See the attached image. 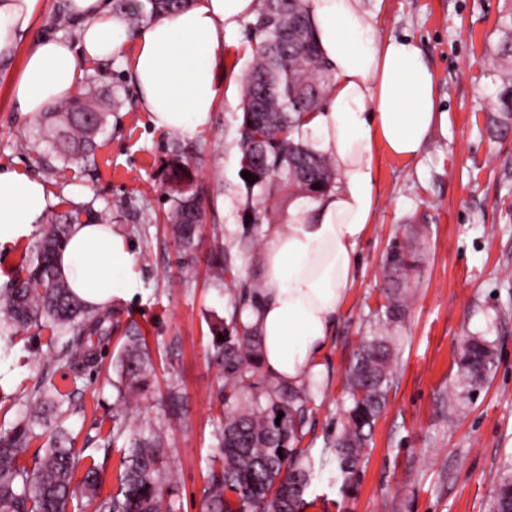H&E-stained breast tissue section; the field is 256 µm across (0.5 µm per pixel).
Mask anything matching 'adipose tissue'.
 I'll use <instances>...</instances> for the list:
<instances>
[{
	"instance_id": "ef3b65f1",
	"label": "adipose tissue",
	"mask_w": 512,
	"mask_h": 512,
	"mask_svg": "<svg viewBox=\"0 0 512 512\" xmlns=\"http://www.w3.org/2000/svg\"><path fill=\"white\" fill-rule=\"evenodd\" d=\"M311 31L333 80L310 123L313 147L340 179L320 198L299 199L288 221L269 225L259 256L263 300L247 310L258 323L261 364L274 381L305 384L319 369L328 337L358 274V247L379 203L381 154L412 160L444 117L421 47L384 37L372 0H306ZM260 0H195L187 9L152 14L149 0L130 10L151 13L130 30L112 0H65L76 40L37 31L46 0H0V53L23 47L8 83L14 111L37 118L73 99L86 64L131 52L141 109L156 129H205L224 86L216 66L228 36L256 17ZM129 10V11H130ZM46 184L0 166V248L29 237L49 211ZM61 276L97 308L132 297L138 287L130 241L108 224L72 225L56 258Z\"/></svg>"
}]
</instances>
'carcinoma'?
I'll return each mask as SVG.
<instances>
[{"instance_id":"carcinoma-1","label":"carcinoma","mask_w":512,"mask_h":512,"mask_svg":"<svg viewBox=\"0 0 512 512\" xmlns=\"http://www.w3.org/2000/svg\"><path fill=\"white\" fill-rule=\"evenodd\" d=\"M193 0H152V13L187 7ZM507 39L497 48L495 70L496 112L489 117L491 130L500 132L512 121V11L502 18ZM256 50L251 67L242 78L243 107L239 124L238 173L248 172L238 194L242 222L235 240L252 247L263 224L282 216L272 203L283 194L290 200H313L336 185V169L310 146L309 117L319 111L332 76L310 33L304 0H261L252 26ZM114 97L88 90L40 116L42 139L53 157L63 163L94 159L106 116ZM167 172L171 206L167 223L183 253H193L202 223V205L194 177L183 162L184 147L171 148ZM108 224L107 210H68L43 227L33 256L9 285L0 289V322L16 328H48L66 338L68 356L88 367L96 362L98 345L112 334V310L92 311L76 297L59 276L56 257L73 224ZM409 254L394 250L387 277L392 287L384 292L385 304L376 322L393 326L406 315V294L399 288L408 269ZM213 280L224 281L225 271H236L229 251L211 263ZM261 301V283H239L229 299L232 308L224 325L213 328V362L224 378V422L217 434L218 455L211 457L205 512H302L304 495L316 477L308 449L299 447L308 404L318 386L280 384L260 374L259 330L241 318L245 307ZM224 339H219V336ZM126 341L118 359L119 393L149 392L154 365L144 338L135 326L125 331ZM393 336L362 338L345 385L350 405L334 446L320 469L336 468L349 483L356 474L362 450L385 407L395 380ZM494 347L484 336H468L460 346L457 381L451 403L481 385L494 362ZM61 393L44 377L25 404L26 424L5 445H0V512H68L79 457L66 446L59 429L49 437V447L35 450L33 467L22 463L32 439V422L60 412ZM283 416H278V413ZM280 423H275L276 418ZM123 440L122 471L112 492L102 495L101 466L95 459L84 464L81 496L95 504L94 512H175L171 488L174 475L164 456V433L155 427L136 426L112 433V442ZM491 512H512V462L501 473Z\"/></svg>"}]
</instances>
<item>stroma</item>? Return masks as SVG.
<instances>
[{
  "instance_id": "35a3bbf8",
  "label": "stroma",
  "mask_w": 512,
  "mask_h": 512,
  "mask_svg": "<svg viewBox=\"0 0 512 512\" xmlns=\"http://www.w3.org/2000/svg\"><path fill=\"white\" fill-rule=\"evenodd\" d=\"M510 8L512 0H383L377 13L382 35L406 36L422 48L445 120L418 158L380 157L375 220L321 361L302 447L320 457L341 430L345 374L362 337L374 331L370 317L384 302L387 258L401 249L415 267L403 281L406 316L393 331L396 380L351 485L321 471L304 512H489L504 459L512 455V136H493L487 122L495 51L505 38L499 20ZM250 28L243 23L224 45L231 93L201 131L174 136L151 124L137 107L128 53L93 64L95 90L118 93L120 103L97 138L95 165L79 162L59 172L37 160L39 121L10 107L7 85L21 49L0 55V166L45 180L51 213L77 203L111 209L113 226L133 245L142 285L131 299L113 302L116 328L91 368L71 364L50 330L36 336L0 328V435L18 424L33 386L50 374L70 397L67 412L34 425V432L63 429L79 451L99 446L100 434L115 427L162 428L177 477L176 512H204L208 460L223 418L224 380L211 361V329L228 317L230 286L212 280L208 261L240 223V82L253 58ZM174 138L187 146L205 206L195 274L185 282L179 279L183 254L159 221L170 207L165 178ZM131 320L155 363L156 390L121 403L116 365ZM473 334L492 341L494 363L452 415L448 393L460 341ZM172 388L184 397L177 420L162 407Z\"/></svg>"
}]
</instances>
